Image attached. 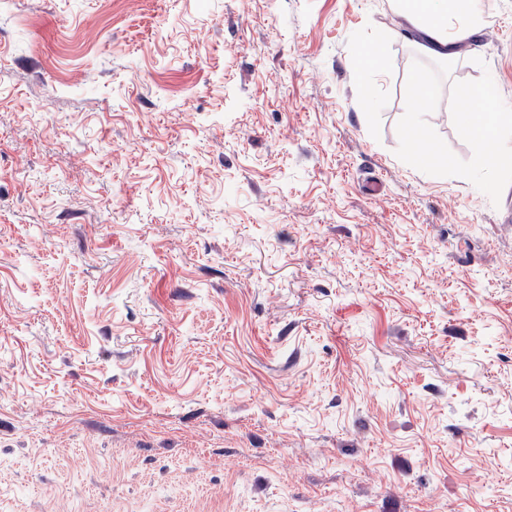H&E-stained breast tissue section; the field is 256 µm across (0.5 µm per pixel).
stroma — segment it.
<instances>
[{"mask_svg": "<svg viewBox=\"0 0 512 512\" xmlns=\"http://www.w3.org/2000/svg\"><path fill=\"white\" fill-rule=\"evenodd\" d=\"M412 22L0 0V512H512V184L396 156Z\"/></svg>", "mask_w": 512, "mask_h": 512, "instance_id": "stroma-1", "label": "stroma"}]
</instances>
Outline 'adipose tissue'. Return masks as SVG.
Segmentation results:
<instances>
[{"label":"adipose tissue","instance_id":"ef3b65f1","mask_svg":"<svg viewBox=\"0 0 512 512\" xmlns=\"http://www.w3.org/2000/svg\"><path fill=\"white\" fill-rule=\"evenodd\" d=\"M394 6L419 19L427 34L420 51L445 62L451 61L459 35L482 22L478 11L458 10L453 0H395Z\"/></svg>","mask_w":512,"mask_h":512}]
</instances>
